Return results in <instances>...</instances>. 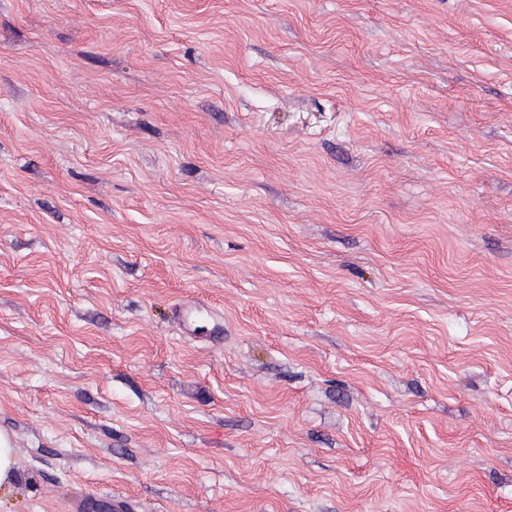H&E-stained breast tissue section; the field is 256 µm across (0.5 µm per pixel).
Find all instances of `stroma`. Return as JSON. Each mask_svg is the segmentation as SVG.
I'll list each match as a JSON object with an SVG mask.
<instances>
[{
    "instance_id": "obj_1",
    "label": "stroma",
    "mask_w": 512,
    "mask_h": 512,
    "mask_svg": "<svg viewBox=\"0 0 512 512\" xmlns=\"http://www.w3.org/2000/svg\"><path fill=\"white\" fill-rule=\"evenodd\" d=\"M0 429V512H512V0H0ZM6 432L0 430V493L10 491L16 480L18 461Z\"/></svg>"
}]
</instances>
